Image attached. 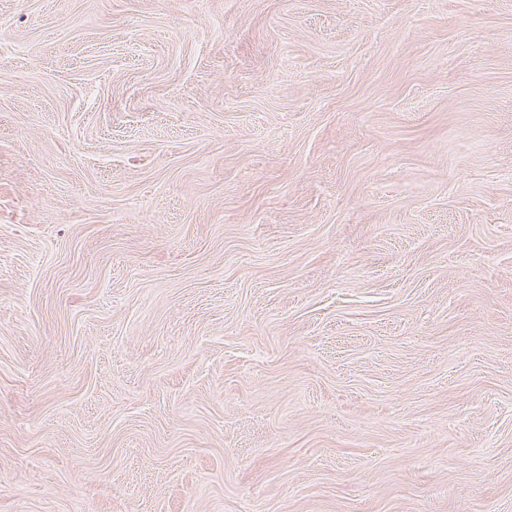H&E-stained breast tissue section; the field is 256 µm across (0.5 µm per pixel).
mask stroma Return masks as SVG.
Listing matches in <instances>:
<instances>
[{
    "label": "stroma",
    "mask_w": 512,
    "mask_h": 512,
    "mask_svg": "<svg viewBox=\"0 0 512 512\" xmlns=\"http://www.w3.org/2000/svg\"><path fill=\"white\" fill-rule=\"evenodd\" d=\"M0 512H512V0H0Z\"/></svg>",
    "instance_id": "stroma-1"
}]
</instances>
